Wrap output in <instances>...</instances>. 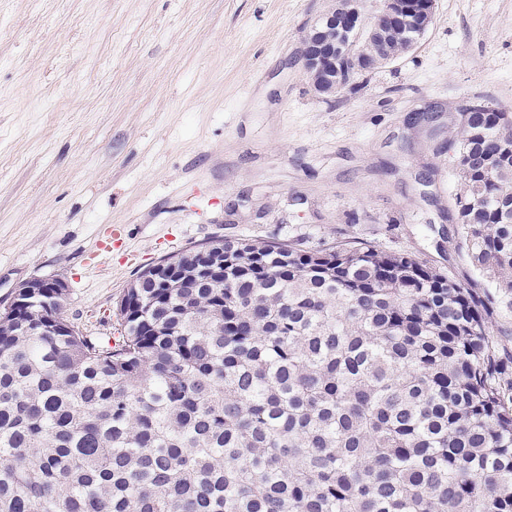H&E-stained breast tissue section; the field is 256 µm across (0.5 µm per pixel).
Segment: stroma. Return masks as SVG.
Wrapping results in <instances>:
<instances>
[{
    "label": "stroma",
    "instance_id": "obj_1",
    "mask_svg": "<svg viewBox=\"0 0 512 512\" xmlns=\"http://www.w3.org/2000/svg\"><path fill=\"white\" fill-rule=\"evenodd\" d=\"M335 3L0 0V299L61 277L100 333L139 274L219 240L477 279L448 137L458 105L512 113V0H437L410 52L322 99L300 47Z\"/></svg>",
    "mask_w": 512,
    "mask_h": 512
}]
</instances>
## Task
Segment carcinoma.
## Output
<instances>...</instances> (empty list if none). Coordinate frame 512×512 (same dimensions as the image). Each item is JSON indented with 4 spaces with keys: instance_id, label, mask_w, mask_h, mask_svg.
Here are the masks:
<instances>
[{
    "instance_id": "1",
    "label": "carcinoma",
    "mask_w": 512,
    "mask_h": 512,
    "mask_svg": "<svg viewBox=\"0 0 512 512\" xmlns=\"http://www.w3.org/2000/svg\"><path fill=\"white\" fill-rule=\"evenodd\" d=\"M456 147L474 288L406 254L224 243V271L66 326L0 312V512H512V114ZM490 331L500 343L501 350L512 354V312L507 309L501 310L495 317Z\"/></svg>"
}]
</instances>
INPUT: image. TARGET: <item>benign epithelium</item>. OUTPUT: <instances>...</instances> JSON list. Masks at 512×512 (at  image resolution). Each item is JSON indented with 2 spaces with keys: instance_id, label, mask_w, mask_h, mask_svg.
<instances>
[{
  "instance_id": "benign-epithelium-1",
  "label": "benign epithelium",
  "mask_w": 512,
  "mask_h": 512,
  "mask_svg": "<svg viewBox=\"0 0 512 512\" xmlns=\"http://www.w3.org/2000/svg\"><path fill=\"white\" fill-rule=\"evenodd\" d=\"M436 0H382L380 8L369 19L363 16L361 0H339V5L329 11L322 19L328 26L339 24L357 31L356 40L365 42V46L355 48V44L334 46L320 40V31L312 27L302 40L300 50L304 68L314 77L325 70L335 74L330 84L313 85L320 96H330L346 85L343 72L352 66V73L362 74L376 69L393 59L382 57L375 51L376 41L390 27L403 23L410 28L411 34H422L433 22ZM224 241L202 244V262L197 273L209 271L213 266L224 263ZM39 288L56 289L59 302L68 303V284L60 277H35L20 283L9 301L17 300L23 294H31Z\"/></svg>"
}]
</instances>
